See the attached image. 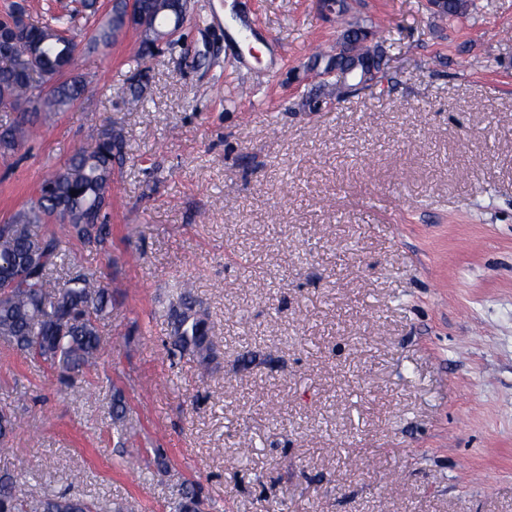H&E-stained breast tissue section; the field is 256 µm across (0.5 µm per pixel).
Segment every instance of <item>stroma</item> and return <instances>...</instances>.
<instances>
[{"mask_svg":"<svg viewBox=\"0 0 512 512\" xmlns=\"http://www.w3.org/2000/svg\"><path fill=\"white\" fill-rule=\"evenodd\" d=\"M348 3L387 72L312 112L309 60L338 35L318 0H190L140 62L133 29L89 47L112 0H25L71 17L97 92L0 153V221L103 131L124 144L107 247L72 242L56 274L112 292L98 369L63 392L0 343L21 418L0 473L30 498L171 512L192 481L202 512H512V0L447 22ZM184 280L219 338L205 373L167 357Z\"/></svg>","mask_w":512,"mask_h":512,"instance_id":"1","label":"stroma"}]
</instances>
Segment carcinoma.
<instances>
[{"instance_id":"carcinoma-1","label":"carcinoma","mask_w":512,"mask_h":512,"mask_svg":"<svg viewBox=\"0 0 512 512\" xmlns=\"http://www.w3.org/2000/svg\"><path fill=\"white\" fill-rule=\"evenodd\" d=\"M128 0H113L106 21L98 27L93 47L107 48L123 27ZM472 0H442L434 15L444 19L464 17ZM180 8L179 0H150L148 18H158L159 27L143 31L136 57L148 53V45L162 32L160 25ZM345 42L336 43L311 58V68L329 75L351 60V54L367 60L381 78L385 55L379 31L346 20V12L336 14ZM56 27L32 23L16 46L12 64L0 66V104L3 93L27 104L29 115L0 131V150L10 152L21 146L36 124L50 112H64L89 93L80 77H66L64 47L54 39ZM56 80L57 88L47 97L35 93L27 79L29 67ZM350 87L323 83L307 101L310 111L320 110L319 101L341 99ZM122 141L112 132H102L95 148L80 150L61 169L42 179L37 195L14 215L0 222V342L45 363L66 388L76 377L97 366L103 351L98 322L111 294L92 273H78L61 285H52V275L64 261L70 241L102 249L110 235L105 208L112 184L113 161L122 155ZM49 223L69 227L68 238L47 228ZM170 332L167 354L170 359L191 357L205 373L215 357L216 340L210 335L207 319L196 309L192 289L184 284L169 300ZM202 499L193 486L182 487L175 501L176 512H200ZM95 505L76 495L47 493L35 502L26 498L25 484L16 476H0V512H94Z\"/></svg>"}]
</instances>
